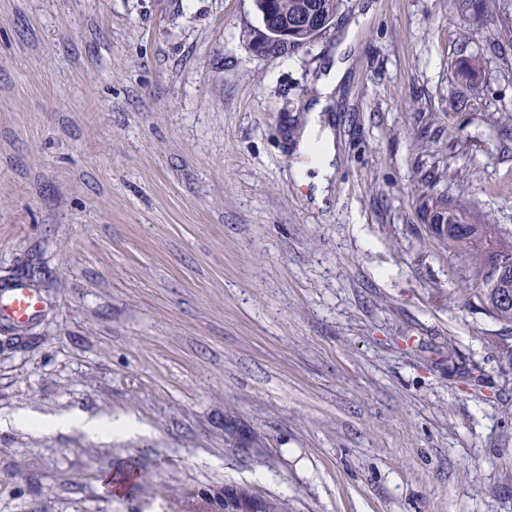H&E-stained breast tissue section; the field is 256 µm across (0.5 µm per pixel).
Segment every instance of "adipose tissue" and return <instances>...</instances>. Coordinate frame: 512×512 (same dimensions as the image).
Segmentation results:
<instances>
[{"instance_id": "adipose-tissue-1", "label": "adipose tissue", "mask_w": 512, "mask_h": 512, "mask_svg": "<svg viewBox=\"0 0 512 512\" xmlns=\"http://www.w3.org/2000/svg\"><path fill=\"white\" fill-rule=\"evenodd\" d=\"M320 106H313L309 124L305 131L301 151L310 152L319 171L316 180V198H323L333 174V162L336 157L330 131L320 124ZM10 426L38 434L54 435L77 429L92 438H127L144 430L135 418L115 420L109 417H91L79 412L61 416H40L21 414L10 418Z\"/></svg>"}]
</instances>
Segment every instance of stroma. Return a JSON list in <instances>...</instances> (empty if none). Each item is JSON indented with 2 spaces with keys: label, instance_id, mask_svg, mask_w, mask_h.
I'll use <instances>...</instances> for the list:
<instances>
[{
  "label": "stroma",
  "instance_id": "1",
  "mask_svg": "<svg viewBox=\"0 0 512 512\" xmlns=\"http://www.w3.org/2000/svg\"><path fill=\"white\" fill-rule=\"evenodd\" d=\"M324 202L292 176L353 19ZM252 0H0V512H512V325L435 232L512 235V0H342L261 57ZM474 81L458 68L471 54ZM139 465L135 497L102 478ZM41 297L21 285L6 291L0 290V322H9L15 327L26 325L42 309ZM3 425L46 435L78 429L91 438H127L141 434L145 429L134 417L112 420L104 416L89 417L79 412L61 416L20 414L4 420ZM225 494L228 497H225ZM201 495L204 496V500L206 502L210 503V507L213 510L218 509V511L229 512L228 510H226L225 508H223L222 506L219 505V503L225 504V501H227L230 509L238 508L241 510V511L232 510L231 512H246L247 510L255 512V510H256V507L253 504H251L247 501H242V499H240V497H238V493H235V491L234 492L231 491L228 493H227V491L225 492V486H224V488H221V489H213V490H207L205 492H201ZM229 498H230V500H229ZM242 493L248 495L260 512H288V503L278 497L267 495L260 490L243 487Z\"/></svg>",
  "mask_w": 512,
  "mask_h": 512
}]
</instances>
